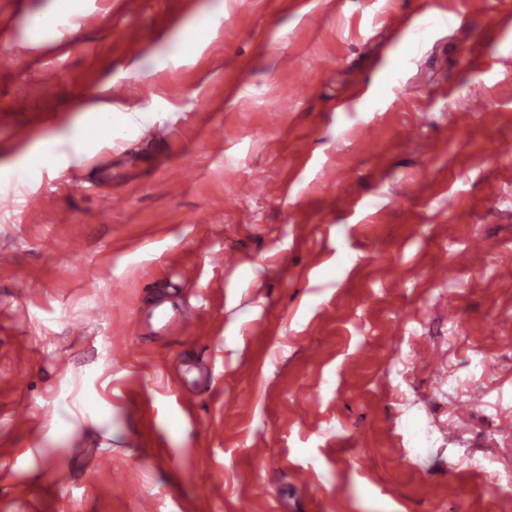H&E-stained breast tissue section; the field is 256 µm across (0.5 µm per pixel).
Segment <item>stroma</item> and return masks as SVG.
Listing matches in <instances>:
<instances>
[{"label": "stroma", "instance_id": "1", "mask_svg": "<svg viewBox=\"0 0 512 512\" xmlns=\"http://www.w3.org/2000/svg\"><path fill=\"white\" fill-rule=\"evenodd\" d=\"M59 5L0 0L18 60L0 70V512H500L512 27L489 21L512 0ZM80 99L114 130L74 150ZM220 250L237 265H210ZM166 278L195 330L142 335ZM456 382L491 408L435 413Z\"/></svg>", "mask_w": 512, "mask_h": 512}]
</instances>
